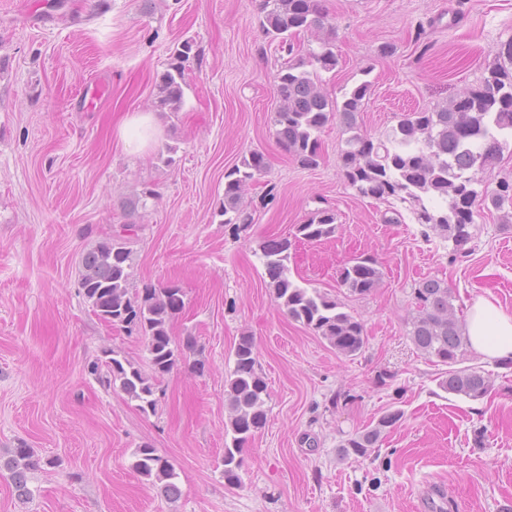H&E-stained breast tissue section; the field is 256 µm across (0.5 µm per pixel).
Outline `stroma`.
<instances>
[{
	"instance_id": "1",
	"label": "stroma",
	"mask_w": 512,
	"mask_h": 512,
	"mask_svg": "<svg viewBox=\"0 0 512 512\" xmlns=\"http://www.w3.org/2000/svg\"><path fill=\"white\" fill-rule=\"evenodd\" d=\"M323 6L328 26L293 42L333 37L338 64L321 86L339 98L370 83L357 123L371 137L475 88L512 42V0ZM261 20L257 0H0V455L23 441L42 460L27 499L0 471V512H419L433 490L445 512H512V364L465 351L462 366L491 381L472 400L438 388L444 365L408 335L414 290L430 277L452 288L459 322L480 297L512 314V223L478 212L468 254L457 258L410 215L386 223L387 204L344 176L336 121L319 135V165H300L273 126L274 77L288 55ZM186 40L200 60L181 110L158 114L157 144L125 151L119 124L154 110L155 81ZM386 44L393 52L384 56ZM92 80L104 97L89 110L76 95ZM254 151L267 169L244 194L252 221L225 223L224 174ZM146 188L156 198L128 216L125 200ZM321 208L336 213L334 238L297 239V225ZM129 222L133 292L179 285L185 307L171 334L197 343L161 380L148 414L88 370L107 348L148 368L144 338L99 321L78 288L82 256ZM272 238L291 241L293 282L363 323L362 353L338 354L278 307L261 255ZM359 254L382 271L362 296L337 277ZM244 333L258 347L267 420L230 486L225 389ZM391 407L404 417L374 454L339 457L343 440ZM145 445L173 465L180 497L135 470Z\"/></svg>"
}]
</instances>
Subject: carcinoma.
<instances>
[{
  "mask_svg": "<svg viewBox=\"0 0 512 512\" xmlns=\"http://www.w3.org/2000/svg\"><path fill=\"white\" fill-rule=\"evenodd\" d=\"M261 26L265 37L282 43L301 31L325 24L320 0H259ZM186 42L160 74L155 85L156 107L177 112L184 102L186 71L198 55ZM338 58L333 39L320 40L297 60L278 70L274 94L278 102L273 124L278 142L306 167H316L321 159L319 133L336 119L348 134L340 147L345 178L362 197L390 200L410 211L423 234L433 233L452 243L458 252L472 238L476 207L501 213L512 219V181L503 179L492 191H478L472 172L484 167L512 138V43L495 54L478 85L431 111L413 112L387 128L380 137L362 133L357 114L370 92L366 81L345 92L342 100L329 97L320 86L319 72L336 68ZM267 168L265 156L252 152L224 174V199L219 210L226 224H245L242 199L247 186ZM336 233V214L322 208L297 234L306 241L329 239ZM290 242L269 240L262 246V259L269 285L279 307L293 320L312 329L345 357L360 354L366 345L363 324L341 310V304L314 288H304L290 280ZM131 250L127 237L115 231L88 251L82 259L79 288L94 315L108 326L136 329L144 338L150 355V371L145 372L114 349L103 351L91 374L108 389L119 388L144 412L156 410L157 385L187 354L194 351L192 337L178 342L170 332L172 319L184 307V292L177 285L146 288L142 295H130ZM381 270L371 257H357L339 274V284L354 295H365L379 284ZM416 315L410 321L409 336L422 354L449 367L439 377V387L472 400L486 396L490 381L476 368L456 364L468 345L458 324L454 295L448 283L430 278L415 289ZM234 368L228 384L231 444L224 446V481L229 486L241 482L244 450L254 434L266 424L264 396L267 385L257 372L255 339L242 334L234 346ZM403 418L399 409H389L377 422L355 433L339 445V454L364 458L378 447L384 433ZM137 471L160 482L169 499L179 495L177 474L172 464L145 446L136 451ZM40 466V459L24 443L12 449L0 467L11 472L17 496L28 498L27 473Z\"/></svg>",
  "mask_w": 512,
  "mask_h": 512,
  "instance_id": "cac0c4a2",
  "label": "carcinoma"
}]
</instances>
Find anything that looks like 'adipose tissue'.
Instances as JSON below:
<instances>
[{
	"instance_id": "ef3b65f1",
	"label": "adipose tissue",
	"mask_w": 512,
	"mask_h": 512,
	"mask_svg": "<svg viewBox=\"0 0 512 512\" xmlns=\"http://www.w3.org/2000/svg\"><path fill=\"white\" fill-rule=\"evenodd\" d=\"M158 135L154 116L149 112L128 116L118 128L119 139L135 152L156 143ZM466 334L471 349L482 359H512V314L498 309L488 299H478L470 308Z\"/></svg>"
}]
</instances>
